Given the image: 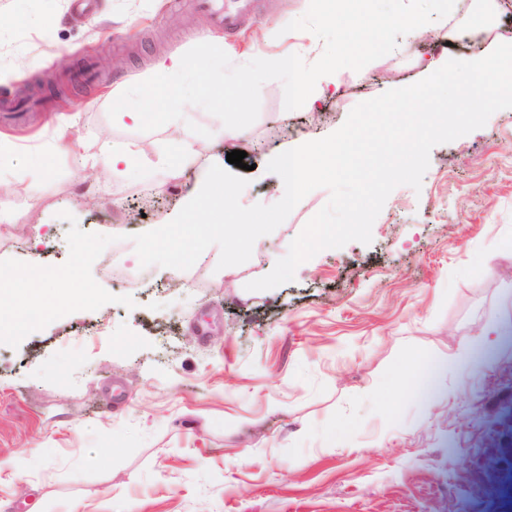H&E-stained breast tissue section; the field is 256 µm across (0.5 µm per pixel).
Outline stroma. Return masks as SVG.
<instances>
[{"label": "stroma", "instance_id": "35a3bbf8", "mask_svg": "<svg viewBox=\"0 0 512 512\" xmlns=\"http://www.w3.org/2000/svg\"><path fill=\"white\" fill-rule=\"evenodd\" d=\"M381 19L414 16L423 32L379 50L365 31L336 74L339 92L288 109L289 71L344 33L306 0H259L236 33L181 0H0V96L38 94L26 123H0V260L64 264L71 224L114 241L95 281L133 307L77 311L0 344V512H512V109L436 145L420 190L397 187L372 242L326 249L293 281L265 291L271 255L328 201L309 193L250 259L219 268L208 247L187 270L141 267L131 235L163 226L195 183L234 150L246 190L276 203L272 156L328 136L360 102L420 81L433 58L489 54L468 37L484 11L512 29V0H344ZM189 55L169 109L189 112L195 160L158 185L150 160L176 129L112 110L145 108L159 60ZM220 74L208 87L204 75ZM222 108L230 134L209 137ZM248 132L232 137L237 126ZM137 143L147 164L122 174L83 167L82 138ZM44 169L46 187L25 192ZM71 220H64L62 212ZM470 359L455 360L460 347ZM432 387L395 381L413 352ZM394 407H387V396Z\"/></svg>", "mask_w": 512, "mask_h": 512}]
</instances>
